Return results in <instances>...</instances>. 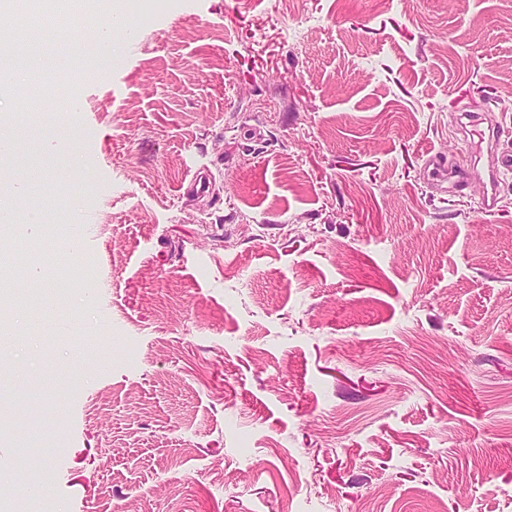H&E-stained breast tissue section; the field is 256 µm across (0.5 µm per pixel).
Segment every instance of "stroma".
Returning <instances> with one entry per match:
<instances>
[{
    "label": "stroma",
    "mask_w": 512,
    "mask_h": 512,
    "mask_svg": "<svg viewBox=\"0 0 512 512\" xmlns=\"http://www.w3.org/2000/svg\"><path fill=\"white\" fill-rule=\"evenodd\" d=\"M76 127L96 334L0 345V512H512V0H137ZM211 170L208 197L185 195ZM462 118L467 120V122L462 123L464 127H470V129H468L469 138L465 141L468 146L467 154L470 157V173L478 174V167L484 147L488 148L493 145L495 135L490 129L485 130L480 128V123L478 120L474 119L473 116L462 113ZM512 170V154L507 153L502 156L501 165L498 170L489 172L488 185L486 197L481 202L480 209L485 214L494 213L498 207L500 198L498 196V185L502 172H511Z\"/></svg>",
    "instance_id": "1"
}]
</instances>
